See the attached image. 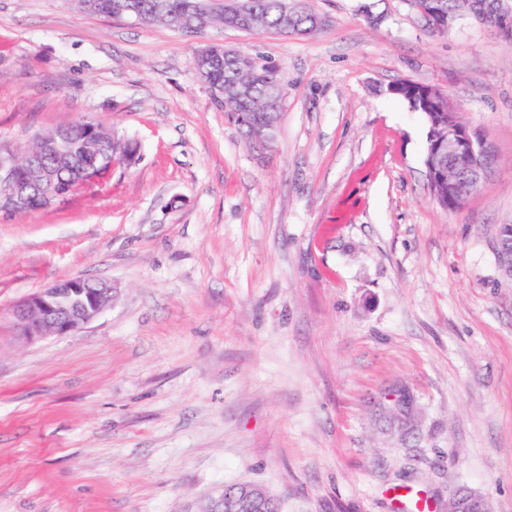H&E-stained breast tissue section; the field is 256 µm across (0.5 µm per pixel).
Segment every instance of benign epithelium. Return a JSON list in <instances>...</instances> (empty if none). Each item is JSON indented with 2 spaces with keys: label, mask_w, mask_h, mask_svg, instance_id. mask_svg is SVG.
I'll return each instance as SVG.
<instances>
[{
  "label": "benign epithelium",
  "mask_w": 512,
  "mask_h": 512,
  "mask_svg": "<svg viewBox=\"0 0 512 512\" xmlns=\"http://www.w3.org/2000/svg\"><path fill=\"white\" fill-rule=\"evenodd\" d=\"M226 60L235 73H245L247 82H239L225 88L210 81V70L216 62ZM196 71L199 78L213 91L216 98L232 96L240 101L250 99L254 79L262 76V68L255 58L221 45H208L196 56ZM279 113L274 118L250 128L249 141L256 145V151L264 154L273 150L277 143ZM75 129L59 127L38 134L44 152L58 159L54 167H44L42 182L50 187L57 186L60 171L70 173L66 192H57L45 197L44 205L63 198L78 188L98 181L112 169V156L127 161L136 156L135 149L127 141L114 137L109 140L107 152L94 147L95 140L85 137L89 148L80 169L72 168L71 152L67 149ZM464 164L471 175L472 190L485 182L494 172L496 156L490 143L461 121L448 124L446 136L430 145L425 161L428 183L432 184L443 173L448 161ZM31 203L30 182L18 156L10 151H0V211L25 212ZM112 284L101 279L76 277L55 282L15 306L13 314L21 334L28 339L49 335L65 336L74 333L92 322L112 301ZM269 495L261 488L246 485L237 495L222 494L213 501L210 512H254L262 508ZM448 512H490L488 504L481 497L468 492L457 491L448 502Z\"/></svg>",
  "instance_id": "benign-epithelium-1"
}]
</instances>
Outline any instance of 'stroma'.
Listing matches in <instances>:
<instances>
[{
  "instance_id": "35a3bbf8",
  "label": "stroma",
  "mask_w": 512,
  "mask_h": 512,
  "mask_svg": "<svg viewBox=\"0 0 512 512\" xmlns=\"http://www.w3.org/2000/svg\"><path fill=\"white\" fill-rule=\"evenodd\" d=\"M295 36L185 32L0 0V149L101 123L138 148L52 206L0 212V512H208L256 484L280 512H448L457 489L512 512V39L428 31L408 0H304ZM219 43L284 79L260 154L196 74ZM444 89L495 149L456 211L434 202L426 123L391 93ZM112 282L67 336L14 306ZM414 398V432L388 399Z\"/></svg>"
}]
</instances>
